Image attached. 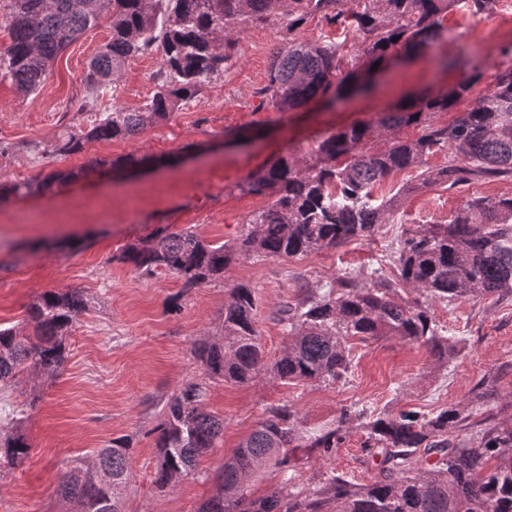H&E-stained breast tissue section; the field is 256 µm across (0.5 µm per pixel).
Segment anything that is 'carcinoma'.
I'll list each match as a JSON object with an SVG mask.
<instances>
[{
	"label": "carcinoma",
	"mask_w": 512,
	"mask_h": 512,
	"mask_svg": "<svg viewBox=\"0 0 512 512\" xmlns=\"http://www.w3.org/2000/svg\"><path fill=\"white\" fill-rule=\"evenodd\" d=\"M499 0H9L11 43L0 55V76L26 94L38 91L58 55L85 31L110 19L111 35L88 64L94 91L127 62L161 52L156 91L139 112L114 108L88 130L69 133L58 151L80 154L92 141L128 139L170 118L195 98L233 57L234 35L252 25H278L288 44L273 52L259 95L275 112H292L311 101L330 106L354 88L367 90L375 63L397 52L436 47L448 14L492 15ZM357 38L356 54L345 42L296 36L313 18ZM443 68L467 71L460 82L409 106L388 107L369 119L328 134L314 157L286 155L264 164L239 185L269 199L247 216L231 243H209L192 231L155 235L133 244L120 260L152 273L171 271L195 288L224 274L235 260L307 255L372 237L389 221L402 188L376 202L374 191L391 174L417 171V187H459L512 177V65L498 71L493 88L473 95L482 73L467 53L441 60ZM475 96L463 116L439 125L435 116ZM414 127V137L399 131ZM445 151L448 165L432 169L430 155ZM398 279L431 301L512 296V196L466 199L448 224H426L403 241ZM396 282L379 271L341 276L322 294L289 306L282 321L291 343L268 362L256 327L254 289L240 284L224 305V338L201 341L193 353L204 380L190 383L167 404L156 428L154 483L173 487L195 470L198 457L217 447L224 419L204 407L206 381L248 384L262 374L285 384L337 382L351 366L350 339L397 336L448 361V337L433 323L428 305L395 300ZM88 307L83 291L48 290L27 307L33 334L0 327V387L24 377L52 374L67 358L76 317ZM459 406L431 415L401 411L369 415L343 409L334 428L307 430L290 404L272 406L218 472L215 493L198 512H512V421L459 438L465 421ZM365 421L366 448L381 457L379 476L358 484L331 474L313 491H295L293 456L298 448L331 457L353 422ZM130 443L114 439L91 460H75L58 473L57 493L73 512H122L130 471ZM30 453L24 434L0 440V472L21 467ZM265 469L281 474L280 489L253 499L243 476Z\"/></svg>",
	"instance_id": "obj_1"
}]
</instances>
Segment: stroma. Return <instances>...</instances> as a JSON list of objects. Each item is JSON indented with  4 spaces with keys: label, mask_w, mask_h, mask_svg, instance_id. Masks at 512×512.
Returning a JSON list of instances; mask_svg holds the SVG:
<instances>
[{
    "label": "stroma",
    "mask_w": 512,
    "mask_h": 512,
    "mask_svg": "<svg viewBox=\"0 0 512 512\" xmlns=\"http://www.w3.org/2000/svg\"><path fill=\"white\" fill-rule=\"evenodd\" d=\"M448 39L388 70L371 97L350 94L328 108L312 103L297 112H271L258 91L267 81L271 55L288 40L273 26H252L236 37L237 53L224 73L170 119L136 137L92 142L77 155L58 153L62 133L86 128L92 117L119 107L140 111L156 89L160 55L130 60L99 94L84 84L87 65L111 35L108 20L87 30L60 53L39 91L25 95L0 78V323L26 330L28 304L43 291L78 288L89 298L68 340L59 372L0 390L14 407L35 402L18 419L0 411V437L22 432L31 452L23 467L0 472V512H66L57 494L63 462L88 459L112 439H128L131 477L124 512H197L215 491L224 460L259 424L267 407L289 402L306 427L334 423L341 409L370 413L417 410L431 413L464 407L463 432L512 419V297H481L429 304L433 322L456 349L435 362L424 347L386 336L353 342V367L338 383L284 385L263 375L245 385H210L205 406L224 419L217 448L200 457L194 474L173 491L154 484L155 429L167 403L200 378L196 341L223 336L224 305L234 286L255 291L257 327L267 359L289 343L282 310L311 292L320 293L345 273L379 270L397 276L396 257L408 231L452 219L465 197L512 195V178L476 182L461 190L435 184L406 195L389 223L368 240L349 242L303 257H259L233 262L223 276L197 288L164 269L146 274L120 255L139 239L164 229L196 231L220 244L235 239L247 216L265 197L241 193L239 183L277 156L315 154L322 137L368 118L387 105L455 83L461 72H440L441 56L466 50L485 62L479 92L492 87L512 43V0H500L493 16L450 14ZM231 130L258 137L225 146ZM132 154L177 157L178 162L135 175L95 171L98 160ZM73 172L67 182L50 173ZM41 180L30 195L11 184ZM366 432L352 424L330 459L318 450L297 452V485L311 490L330 473L370 483L379 458L365 449Z\"/></svg>",
    "instance_id": "35a3bbf8"
}]
</instances>
